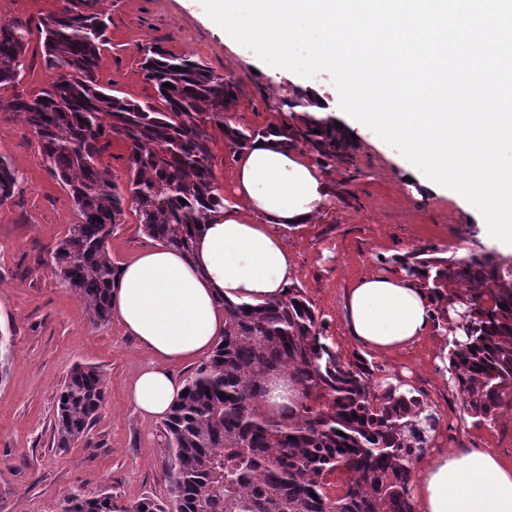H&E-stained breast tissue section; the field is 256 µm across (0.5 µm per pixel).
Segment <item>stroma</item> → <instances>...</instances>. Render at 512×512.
<instances>
[{
  "instance_id": "stroma-1",
  "label": "stroma",
  "mask_w": 512,
  "mask_h": 512,
  "mask_svg": "<svg viewBox=\"0 0 512 512\" xmlns=\"http://www.w3.org/2000/svg\"><path fill=\"white\" fill-rule=\"evenodd\" d=\"M60 6L61 0H0V20L34 27ZM97 10L107 22L101 81L113 95L155 100L142 68L143 50L153 44L236 81L241 92L235 119L242 126L278 123L285 100L302 88L333 89L325 72L267 76L264 63L226 38L199 0H98ZM21 74L18 89L31 98L50 80L39 37L29 42ZM354 145L353 164L329 170L337 193L328 210L283 233L298 286L324 318L335 349L347 357L357 347L344 332L343 296L355 278L393 271L395 257L422 246L456 257L486 253L512 268V256L498 255L480 225L461 220V200L416 196L414 183L403 177L398 150L370 132L358 135ZM0 157L24 177L18 193L0 206V332L14 342L8 378L0 383V512H60L64 497L75 491L111 495L115 512L145 496L168 498L160 421L140 415L127 398L149 356L117 321L92 325L81 300L55 274L50 252L78 216L23 113H0ZM152 245L130 210L107 240L113 261L121 264ZM444 344L432 332L417 347L374 360L426 394L448 426L441 447L494 448L512 459V410L492 425L463 412L440 363ZM78 363L105 375L106 403L88 442L55 448L56 392Z\"/></svg>"
}]
</instances>
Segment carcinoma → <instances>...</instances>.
I'll return each mask as SVG.
<instances>
[{"label":"carcinoma","mask_w":512,"mask_h":512,"mask_svg":"<svg viewBox=\"0 0 512 512\" xmlns=\"http://www.w3.org/2000/svg\"><path fill=\"white\" fill-rule=\"evenodd\" d=\"M97 0H63L41 23L44 58L54 72L34 98L0 97V112H22L45 159L79 216L51 253L62 282L84 303L89 321L110 320L111 288L120 275L106 241L134 209L140 229L162 246L190 255L205 224L224 209L213 183L210 129L233 153L258 137L304 147L322 169L354 161L351 139L329 119L285 118L242 127L232 112L240 92L205 64L148 47L143 69L158 98L140 103L108 93L100 80L107 24ZM29 29L0 20V90L21 81ZM169 82L172 87H164ZM110 121L104 124L100 114ZM129 145L124 188L99 162L102 141ZM23 176L0 157V206ZM184 202H179V199ZM396 263L431 299L441 361L463 409L492 424L512 408V272L486 254L412 251ZM459 287L450 288L448 284ZM224 335L184 379L187 394L162 420L174 499L145 497L126 512H417L413 465L435 447L438 411L399 375H380L358 353L347 359L328 343L324 319L291 284L277 301L222 303ZM12 341L0 333V380ZM284 377L296 399L270 405V383ZM107 382L78 366L65 379L53 443L87 440L106 400ZM347 474L332 494L328 478ZM63 512H114L112 497L71 493Z\"/></svg>","instance_id":"cac0c4a2"}]
</instances>
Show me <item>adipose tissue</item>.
<instances>
[{"label":"adipose tissue","mask_w":512,"mask_h":512,"mask_svg":"<svg viewBox=\"0 0 512 512\" xmlns=\"http://www.w3.org/2000/svg\"><path fill=\"white\" fill-rule=\"evenodd\" d=\"M332 187L305 150L260 138L237 153L220 217L193 255L156 246L122 265L111 309L152 360L128 398L142 415L165 418L182 392L175 362L206 355L224 333L222 302L257 304L284 295L294 259L282 231L325 209ZM433 306L403 274H372L345 293L351 338L386 355L416 345L433 327ZM413 496L422 512H512V463L488 448H452L426 458Z\"/></svg>","instance_id":"1"}]
</instances>
